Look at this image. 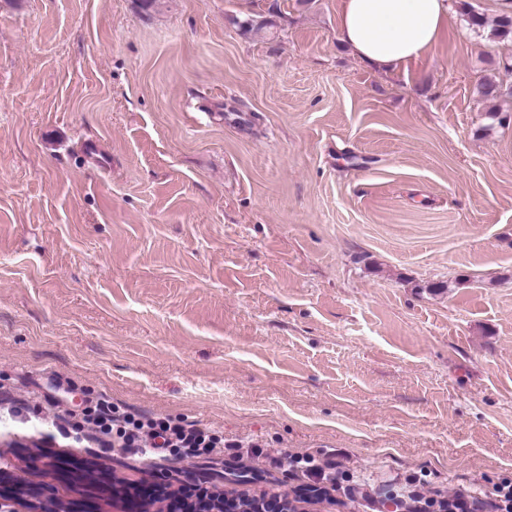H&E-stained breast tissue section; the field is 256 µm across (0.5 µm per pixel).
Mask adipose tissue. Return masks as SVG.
Segmentation results:
<instances>
[{
    "mask_svg": "<svg viewBox=\"0 0 512 512\" xmlns=\"http://www.w3.org/2000/svg\"><path fill=\"white\" fill-rule=\"evenodd\" d=\"M448 17V0H341L337 35L362 60L396 68L424 58Z\"/></svg>",
    "mask_w": 512,
    "mask_h": 512,
    "instance_id": "ef3b65f1",
    "label": "adipose tissue"
}]
</instances>
